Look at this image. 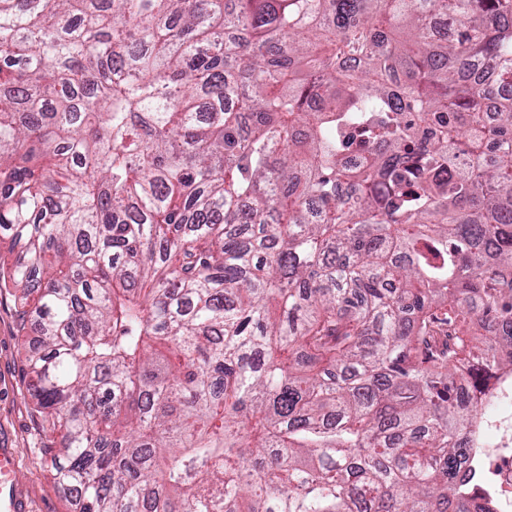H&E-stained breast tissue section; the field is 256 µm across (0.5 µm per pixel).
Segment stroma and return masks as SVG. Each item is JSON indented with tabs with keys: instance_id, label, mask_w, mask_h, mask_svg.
Masks as SVG:
<instances>
[{
	"instance_id": "stroma-1",
	"label": "stroma",
	"mask_w": 512,
	"mask_h": 512,
	"mask_svg": "<svg viewBox=\"0 0 512 512\" xmlns=\"http://www.w3.org/2000/svg\"><path fill=\"white\" fill-rule=\"evenodd\" d=\"M34 334V328L23 327L13 297L0 295V445L17 451L18 485L28 512H70L44 453L47 434L26 394L22 343Z\"/></svg>"
}]
</instances>
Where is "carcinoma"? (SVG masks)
I'll return each instance as SVG.
<instances>
[{
    "label": "carcinoma",
    "mask_w": 512,
    "mask_h": 512,
    "mask_svg": "<svg viewBox=\"0 0 512 512\" xmlns=\"http://www.w3.org/2000/svg\"><path fill=\"white\" fill-rule=\"evenodd\" d=\"M3 246L73 512H496L512 0H0ZM493 409L484 418L482 442L461 472L480 494L491 495L501 512L512 509V376L501 379L490 397ZM512 512V511H511Z\"/></svg>",
    "instance_id": "obj_1"
}]
</instances>
